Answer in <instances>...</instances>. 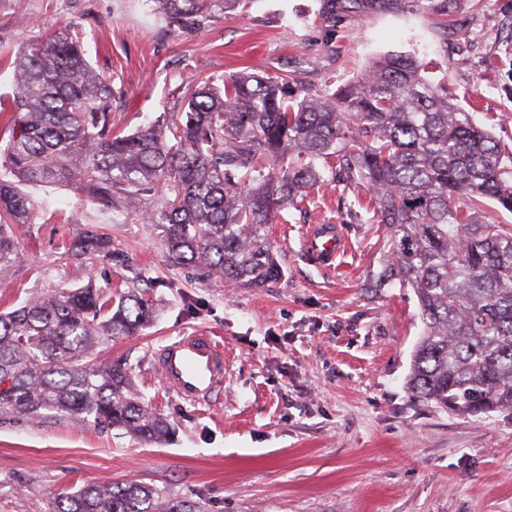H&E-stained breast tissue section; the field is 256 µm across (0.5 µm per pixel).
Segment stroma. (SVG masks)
<instances>
[{
    "instance_id": "obj_1",
    "label": "stroma",
    "mask_w": 512,
    "mask_h": 512,
    "mask_svg": "<svg viewBox=\"0 0 512 512\" xmlns=\"http://www.w3.org/2000/svg\"><path fill=\"white\" fill-rule=\"evenodd\" d=\"M71 21L112 81V122L126 134L170 111L197 76L296 72L325 90L379 57L414 53L433 86L512 147V0H451L444 16L433 0H357L333 15L322 0H252L193 34L168 26L153 0H0V94L11 90L9 54ZM37 195L34 223L14 227L22 255L0 273V313L61 286L144 290L151 321L100 357L130 368L174 432L144 445L52 413L2 417L0 512H50L57 490L104 480L151 483L207 512H512V411L464 418L406 387L418 301L375 285L389 232L364 186L324 181L269 225L283 275L260 288L172 265L160 228L111 223L75 185ZM310 224L342 225L351 251L336 270L302 254ZM92 228L111 234V259L92 271L60 261L63 239ZM193 331L224 340V394L213 406L169 394L152 366L156 349Z\"/></svg>"
}]
</instances>
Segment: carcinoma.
I'll return each instance as SVG.
<instances>
[{
    "instance_id": "cac0c4a2",
    "label": "carcinoma",
    "mask_w": 512,
    "mask_h": 512,
    "mask_svg": "<svg viewBox=\"0 0 512 512\" xmlns=\"http://www.w3.org/2000/svg\"><path fill=\"white\" fill-rule=\"evenodd\" d=\"M251 0H154L170 26L197 31L215 11ZM11 113L0 146V270L21 249L15 224H31L35 186L78 184L112 221L162 228L173 265H196L236 287L281 275L266 225L298 208L325 170L336 184L371 192L390 232L379 285L414 291L423 324L407 388L463 416L512 410V149L473 124L432 86L412 55L379 59L354 82L317 91L282 74L238 73L218 85L178 89L177 109L131 134L112 130V82L98 74L71 24L10 58ZM112 258V238L86 229L60 259L92 270ZM152 304L130 288H56L0 314V414L52 412L159 444L171 425L152 411L129 368L98 359V346L133 336ZM10 386H4L5 382ZM52 512H203L145 482H96L55 494Z\"/></svg>"
}]
</instances>
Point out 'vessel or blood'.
Wrapping results in <instances>:
<instances>
[{
  "label": "vessel or blood",
  "instance_id": "1",
  "mask_svg": "<svg viewBox=\"0 0 512 512\" xmlns=\"http://www.w3.org/2000/svg\"><path fill=\"white\" fill-rule=\"evenodd\" d=\"M302 248L313 265L331 270L348 250L334 224L307 225ZM169 392L191 404H209L224 387V345L215 336L193 332L161 346L153 356Z\"/></svg>",
  "mask_w": 512,
  "mask_h": 512
}]
</instances>
